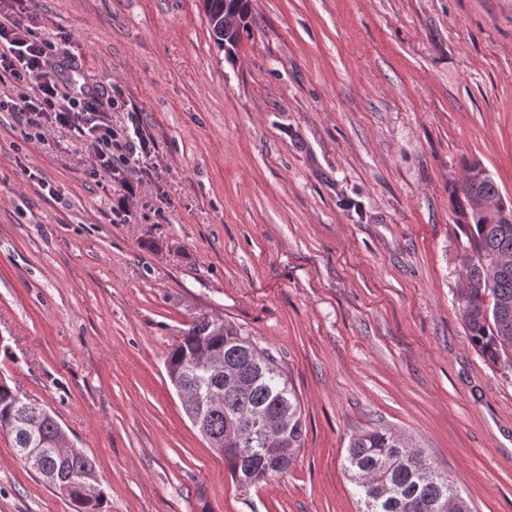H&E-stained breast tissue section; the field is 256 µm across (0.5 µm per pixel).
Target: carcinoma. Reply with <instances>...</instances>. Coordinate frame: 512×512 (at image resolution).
Masks as SVG:
<instances>
[{
	"instance_id": "obj_1",
	"label": "carcinoma",
	"mask_w": 512,
	"mask_h": 512,
	"mask_svg": "<svg viewBox=\"0 0 512 512\" xmlns=\"http://www.w3.org/2000/svg\"><path fill=\"white\" fill-rule=\"evenodd\" d=\"M207 20L224 18L227 0H202ZM460 228L473 255L464 266L460 310L471 343L496 366L512 365V223L501 224L481 208L496 199L512 207L490 174L466 166L458 189ZM216 317L197 313L169 353L167 375L178 380L191 416L203 412L207 440L224 439L228 423L251 417L280 421L279 431L256 429L243 438V451L224 450V467L246 488L279 476L304 447L301 402L277 360L230 323L216 328ZM205 347L221 359L214 371L194 370L190 358ZM224 377L223 403L200 406L213 380ZM0 429L13 437L17 456L41 475L57 493L71 500L76 512H102L104 493L96 478V462L68 442L56 418L25 401L0 379ZM288 442V456L279 447ZM346 470L356 486L362 512H471L453 480L436 473L428 457L390 427L354 435L347 449Z\"/></svg>"
}]
</instances>
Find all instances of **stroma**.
Wrapping results in <instances>:
<instances>
[{"instance_id":"stroma-1","label":"stroma","mask_w":512,"mask_h":512,"mask_svg":"<svg viewBox=\"0 0 512 512\" xmlns=\"http://www.w3.org/2000/svg\"><path fill=\"white\" fill-rule=\"evenodd\" d=\"M137 112L155 167L126 208L68 128L0 111V377L96 461L104 512H360L350 438L424 449L473 512H512V367L472 345L456 190L512 199V0H251L234 58L201 0H0ZM295 388L305 444L239 487L166 358L196 312ZM0 512H74L0 430Z\"/></svg>"}]
</instances>
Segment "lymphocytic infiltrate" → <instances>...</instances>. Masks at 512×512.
<instances>
[{
    "label": "lymphocytic infiltrate",
    "mask_w": 512,
    "mask_h": 512,
    "mask_svg": "<svg viewBox=\"0 0 512 512\" xmlns=\"http://www.w3.org/2000/svg\"><path fill=\"white\" fill-rule=\"evenodd\" d=\"M50 49V43L25 26L22 18L0 20V77L25 87L16 100L0 99V110L8 107L21 113L38 141L45 140L49 129L72 128L92 149L99 172L112 174V159L119 155L149 173L154 144L139 116H131L130 128L119 131L106 122L104 103L97 97L60 93Z\"/></svg>",
    "instance_id": "obj_1"
}]
</instances>
